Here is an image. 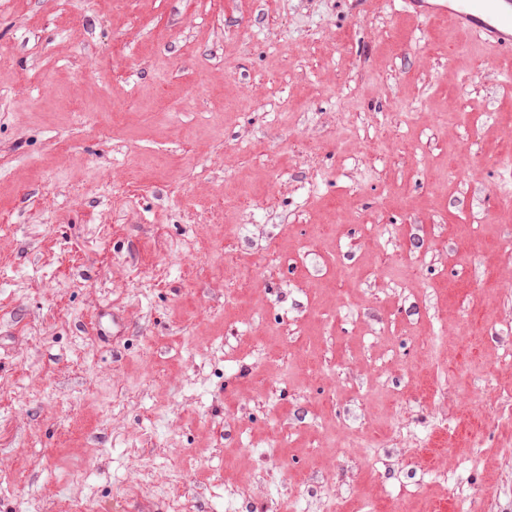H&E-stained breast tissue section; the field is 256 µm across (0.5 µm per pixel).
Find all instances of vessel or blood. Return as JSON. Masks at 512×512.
I'll use <instances>...</instances> for the list:
<instances>
[{"instance_id": "1", "label": "vessel or blood", "mask_w": 512, "mask_h": 512, "mask_svg": "<svg viewBox=\"0 0 512 512\" xmlns=\"http://www.w3.org/2000/svg\"><path fill=\"white\" fill-rule=\"evenodd\" d=\"M404 4L414 16L448 17L490 47L512 51V0H404Z\"/></svg>"}]
</instances>
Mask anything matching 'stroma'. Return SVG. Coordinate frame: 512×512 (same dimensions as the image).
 Returning <instances> with one entry per match:
<instances>
[{
    "label": "stroma",
    "instance_id": "35a3bbf8",
    "mask_svg": "<svg viewBox=\"0 0 512 512\" xmlns=\"http://www.w3.org/2000/svg\"><path fill=\"white\" fill-rule=\"evenodd\" d=\"M349 499L512 512V54L400 0H0V512Z\"/></svg>",
    "mask_w": 512,
    "mask_h": 512
}]
</instances>
